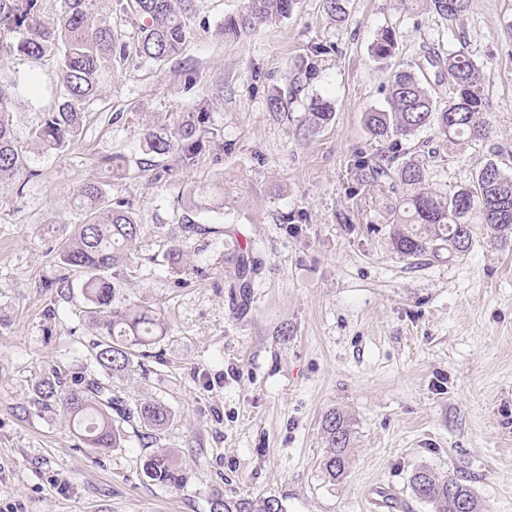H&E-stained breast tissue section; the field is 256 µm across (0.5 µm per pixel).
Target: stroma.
<instances>
[{"mask_svg": "<svg viewBox=\"0 0 512 512\" xmlns=\"http://www.w3.org/2000/svg\"><path fill=\"white\" fill-rule=\"evenodd\" d=\"M244 6L189 0L182 52L113 60L81 135L59 151L29 146L64 93L54 57L0 51V77L16 83L13 135L27 149L25 173L0 182V512H211L217 494L274 496L287 512H380L373 501L389 494L406 512H433L409 487L420 467L459 479L483 512H512V245L476 224L465 253L400 258L385 194L352 172L357 155L388 149L363 114L385 106L390 71L422 70L444 106L453 86L427 58L462 49L481 69L489 139L451 143L427 129L405 148L441 195L491 158L512 173V0H472L453 22L426 0H349L341 25L323 0H297L288 18L225 42V18ZM386 28L395 50L378 61L371 45ZM275 90L291 91L288 113L268 112ZM319 96L335 117L312 132L306 106ZM202 107L212 133L193 166L157 156L141 171L145 127L177 128ZM91 178L142 225L124 294L169 325L144 369L109 380L128 402L165 404L169 424L146 447L126 429L124 446L103 453L62 410L33 404L39 381L82 373L91 350L85 303L54 289L51 253L80 222L70 199ZM219 180L235 199L196 214L213 232L188 243L214 276L175 286L161 227L185 215L189 189ZM294 213L300 222L284 223ZM247 243L261 269L242 297L229 257ZM333 409L353 430L338 481L322 466ZM163 449L182 485L145 478V457Z\"/></svg>", "mask_w": 512, "mask_h": 512, "instance_id": "1", "label": "stroma"}]
</instances>
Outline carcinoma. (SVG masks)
Wrapping results in <instances>:
<instances>
[{"label":"carcinoma","instance_id":"carcinoma-1","mask_svg":"<svg viewBox=\"0 0 512 512\" xmlns=\"http://www.w3.org/2000/svg\"><path fill=\"white\" fill-rule=\"evenodd\" d=\"M99 0H63L56 23H45L41 0H0V45L11 39L14 52L34 59L51 55L56 59L52 79L63 86L65 95L55 109L43 117L30 133V145L37 149L60 150L75 140L83 127L84 108L98 96L104 72L112 68V57L126 56L128 45L118 32L98 19ZM471 0H430L432 9L445 20L462 17ZM135 13L144 19L136 52L154 61H163L183 47L187 31L183 21L186 0H133ZM294 0H246L242 13L224 20V36L240 39L269 23L288 17ZM326 14L336 22L347 15V0H323ZM395 37L384 29L372 45L379 60L392 56ZM431 65L446 72L455 90L448 106H437L414 68L389 74L386 108L364 113L369 135L389 142V152L360 156L355 164L356 181L363 187L387 185L394 194L389 206V223L394 225L391 244L403 258H417L437 243L461 253L472 244V220L477 218L494 241L512 237V174L496 162L488 161L470 186L449 196L437 195L424 186L419 160L402 150L424 128H435L448 141L460 136L472 140L489 137L484 118L487 102L480 82V67L465 52L439 55ZM14 83L0 79V181L10 180L26 166L25 151L15 141L10 124L14 105ZM291 99L276 90L267 98V110L288 111ZM311 130L327 126L334 118L333 106L315 98L307 106ZM210 113L201 108L191 113L177 129L148 128L144 133L146 152L152 156L175 154L184 166L194 163L209 133ZM218 192L190 190L186 208L191 213L224 208L222 185ZM71 204L84 219L59 244L55 259L63 274L55 282L61 290L78 288L90 306L92 326L98 339L92 343L93 365L108 374L128 373L156 357L153 348L168 333L167 323L157 309L122 293L123 281L134 264L130 246L137 240L141 224L121 204H112L102 183L90 179L72 196ZM212 228L185 215L174 228L163 259L177 284L187 283L189 275L205 270L189 263L186 251L192 238H201ZM253 249L231 258L235 278L241 281L258 271ZM34 403L43 409L58 407L69 417L73 429L88 448H120L125 441L121 423H136L139 441L150 442L171 419L170 410L158 401L128 404L101 382L97 373L65 380L58 375L43 379L35 389ZM322 432L329 455L323 470L332 480L343 477L349 466L352 426L349 418L333 409L322 420ZM145 476L162 485H180L184 475L174 456L160 450L143 466ZM412 494L433 505L435 512H482L470 488L458 480L439 476L421 467L409 478ZM212 512H286L272 496L258 499H226L218 494L211 502Z\"/></svg>","mask_w":512,"mask_h":512}]
</instances>
